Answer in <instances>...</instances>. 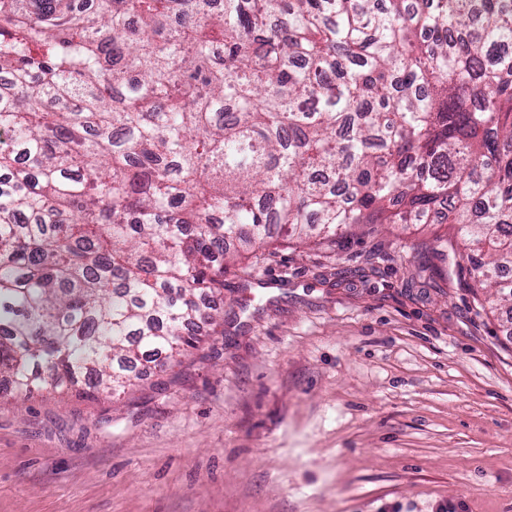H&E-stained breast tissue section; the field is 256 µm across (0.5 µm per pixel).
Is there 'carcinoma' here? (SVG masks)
<instances>
[{"label":"carcinoma","instance_id":"carcinoma-1","mask_svg":"<svg viewBox=\"0 0 512 512\" xmlns=\"http://www.w3.org/2000/svg\"><path fill=\"white\" fill-rule=\"evenodd\" d=\"M441 212L512 302V0H0V381L125 394L230 265Z\"/></svg>","mask_w":512,"mask_h":512}]
</instances>
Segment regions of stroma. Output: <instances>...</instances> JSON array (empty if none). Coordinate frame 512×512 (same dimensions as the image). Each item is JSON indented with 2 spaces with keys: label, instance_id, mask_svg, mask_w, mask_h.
I'll use <instances>...</instances> for the list:
<instances>
[{
  "label": "stroma",
  "instance_id": "1",
  "mask_svg": "<svg viewBox=\"0 0 512 512\" xmlns=\"http://www.w3.org/2000/svg\"><path fill=\"white\" fill-rule=\"evenodd\" d=\"M450 229L278 248L132 392L0 397V512H512V310Z\"/></svg>",
  "mask_w": 512,
  "mask_h": 512
}]
</instances>
